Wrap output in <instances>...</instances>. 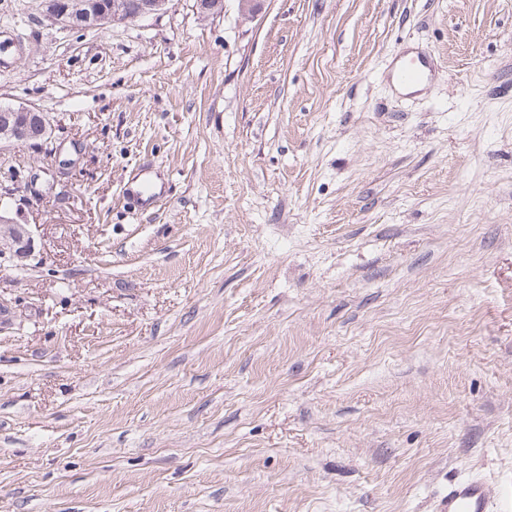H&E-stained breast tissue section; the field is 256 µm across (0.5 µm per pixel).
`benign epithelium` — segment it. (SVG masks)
<instances>
[{"mask_svg": "<svg viewBox=\"0 0 512 512\" xmlns=\"http://www.w3.org/2000/svg\"><path fill=\"white\" fill-rule=\"evenodd\" d=\"M170 0H41L45 17L73 30L97 29L103 22L140 20L168 8ZM53 133L50 116L31 106L19 105L0 111V147H14L34 140L46 142ZM18 184L9 177L0 180V260L17 267L35 259L34 238L29 225L13 215Z\"/></svg>", "mask_w": 512, "mask_h": 512, "instance_id": "obj_1", "label": "benign epithelium"}]
</instances>
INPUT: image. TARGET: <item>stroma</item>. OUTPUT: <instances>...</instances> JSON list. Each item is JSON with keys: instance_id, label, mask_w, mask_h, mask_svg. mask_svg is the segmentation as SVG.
Instances as JSON below:
<instances>
[{"instance_id": "1", "label": "stroma", "mask_w": 512, "mask_h": 512, "mask_svg": "<svg viewBox=\"0 0 512 512\" xmlns=\"http://www.w3.org/2000/svg\"><path fill=\"white\" fill-rule=\"evenodd\" d=\"M1 104L0 512H512V0H0ZM170 0H42L45 17L73 30L97 29L109 24L131 22L165 11ZM395 63L388 73V80L399 87H422L430 82L433 69L430 62L417 55L410 56L408 50H400L396 54ZM0 147H15L34 140L49 141L53 133L50 116L31 106L19 105L0 111ZM17 180L10 177L0 182V260L17 267H26L35 259L34 238L29 225L18 221V209L13 215V201L18 191ZM489 484L480 477L457 481L434 504L435 512H497Z\"/></svg>"}]
</instances>
